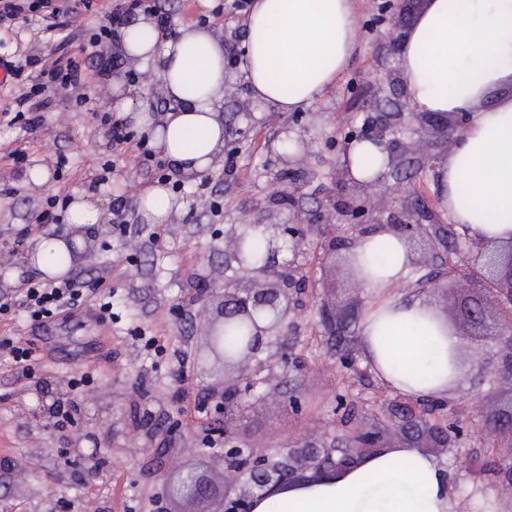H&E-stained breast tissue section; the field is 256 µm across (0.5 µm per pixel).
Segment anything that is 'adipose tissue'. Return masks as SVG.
Here are the masks:
<instances>
[{"label":"adipose tissue","instance_id":"ef3b65f1","mask_svg":"<svg viewBox=\"0 0 512 512\" xmlns=\"http://www.w3.org/2000/svg\"><path fill=\"white\" fill-rule=\"evenodd\" d=\"M236 57L205 25L162 37L142 15L121 31L120 55L157 72L167 102L163 115L138 102L136 85L116 80L112 109L150 131L181 178L199 179L224 158V100L243 82L250 99L272 112H297L319 102L349 63L358 38L354 0H253ZM399 69L420 112L466 113L467 124L436 168L440 208L463 237L512 242V0H426L399 47ZM352 178L370 182L388 169V153L369 140L343 158ZM103 221L95 199L73 200V237L30 242L26 261L43 278L74 265L70 246L85 248ZM385 248L390 259L375 269ZM356 277L374 300L360 322L362 351L391 390L445 398L464 386L462 338L432 300L398 297L412 264L408 240L374 227L351 250ZM251 512H454L445 468L416 448L395 444L339 470L307 474L253 499Z\"/></svg>","mask_w":512,"mask_h":512}]
</instances>
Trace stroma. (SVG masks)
I'll list each match as a JSON object with an SVG mask.
<instances>
[{"mask_svg":"<svg viewBox=\"0 0 512 512\" xmlns=\"http://www.w3.org/2000/svg\"><path fill=\"white\" fill-rule=\"evenodd\" d=\"M382 2L354 0L355 52L310 109L251 121L238 113L234 99L226 100L227 126L245 135L227 168H216L207 182L173 175L159 153H145L142 132L114 145L111 87L88 88L80 107L46 90L50 107L26 126L12 111L16 87L0 86V303H9L10 286L28 270L26 249L15 241L26 225L36 224L47 197L73 200L86 194L89 172L106 164L108 180L94 191L104 213H111L115 198L129 201L127 233L105 221L69 272L91 290L86 303L46 327L16 305L0 315V512H174L163 481L171 464H200L214 477L223 471L224 405L211 390L222 372L217 364L207 374L199 372L206 318L199 296L205 288L223 291L235 278L224 269L226 225L268 217L284 223L292 207L304 215L321 207L332 215L350 203L351 190L335 178L337 151L330 135L360 129L372 106L393 112L405 100L399 84H385L379 93L372 86L375 77L398 68L397 53L378 36ZM157 7L167 12L172 28L206 15L224 38L242 40L245 13L236 0H212L208 9L200 0H157ZM111 9L112 0H94L68 44L46 35L44 21L23 13L12 30L0 33V60L28 55L51 63L62 51L87 42ZM284 131L301 141L311 176L294 205L274 207L271 180L288 179L291 170L288 160L271 150ZM389 139L403 152L388 178V194L438 208L436 174L420 162L427 155L448 154L449 145L427 141L419 151H409L414 136L399 126ZM14 150L26 154L23 168L9 159ZM36 166L48 170L46 183L30 181ZM159 181L179 211L172 223L152 225L139 213L138 200ZM320 242L318 234L307 235L297 258V275L306 286L293 294L285 337L288 362L275 367L249 398L239 419L240 447L272 453L305 435L331 444L356 429L378 433L389 446L396 442L389 434L394 412L423 405L422 399L386 388L363 357L358 331L372 297L354 283L349 249L327 259ZM106 297L112 308L105 312L98 302ZM430 298L463 337L466 385L443 400L441 412L461 432L448 449L426 434L413 445L445 468L459 512H512V492L502 483L498 456L484 430L486 420L512 413V383L499 346L495 337L472 335L460 313L459 294L434 292ZM324 300L336 305L332 333L319 312ZM17 338L28 342L34 358L32 376L22 381L4 347ZM85 373L93 383L80 396L71 383ZM285 391L291 400L282 399ZM72 399L79 402L77 414L57 428L56 401Z\"/></svg>","mask_w":512,"mask_h":512,"instance_id":"obj_1","label":"stroma"}]
</instances>
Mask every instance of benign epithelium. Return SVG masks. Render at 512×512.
<instances>
[{
  "mask_svg": "<svg viewBox=\"0 0 512 512\" xmlns=\"http://www.w3.org/2000/svg\"><path fill=\"white\" fill-rule=\"evenodd\" d=\"M403 0H390L385 10L392 13V28L380 33L388 46L397 49L402 33L400 29L399 4ZM399 123L418 136L428 135L435 140L448 141L464 129L465 116L455 115V121L438 124L431 120L432 114L419 112L407 102L396 113ZM391 115L376 110L363 130L352 132L336 140L338 153L347 152L354 140L369 139L379 145H386L387 136L392 132ZM296 178L288 189H277L274 196H288L293 203L300 192L304 178L303 160L295 159ZM387 176L371 182L359 183L350 178L348 169L336 163V180L352 185L354 201L342 214L350 227L373 223L374 214L385 209ZM393 203L400 208V214L393 217L390 227L413 241L427 238L432 248H448V226L431 210H412L407 206V197H397ZM329 223L327 215L318 214L308 218H288V223L260 225L268 241L266 259L263 265L250 263L242 246L246 230L232 224L224 232V266L233 268L241 278L224 286V295L216 307V316L207 319V355L224 362L221 386L212 388L214 394L224 400V474L221 488H216L213 478L205 471L187 465H177L166 474L168 497L179 499L191 505L183 512H250L253 497L271 485L283 484L297 478L301 472L312 469L316 472L343 468L357 459L369 447H376L379 436L372 432H358L342 441L335 448L322 446L312 440H304L288 451H278L269 456L244 450L237 445L240 433L233 426L246 398L256 388L267 382L263 373L273 374V355L270 349L279 344L283 331L288 328L292 312L291 291L297 288L295 278V257L298 256L306 237L303 225L320 227ZM424 290L443 292H464L470 296L482 294L497 306L493 323L478 302L468 308V317L478 329H495L500 347L502 366L512 380V248L493 246L487 242L478 243L474 260L461 257L460 262L448 266V275L428 281ZM242 317L250 321L252 336L231 360L224 357L218 336L224 321ZM429 410L411 411L398 417L393 423L394 432L406 438L413 431L430 427ZM340 453L333 458V452ZM499 472L508 489H512V448L507 449L499 459Z\"/></svg>",
  "mask_w": 512,
  "mask_h": 512,
  "instance_id": "1",
  "label": "benign epithelium"
}]
</instances>
